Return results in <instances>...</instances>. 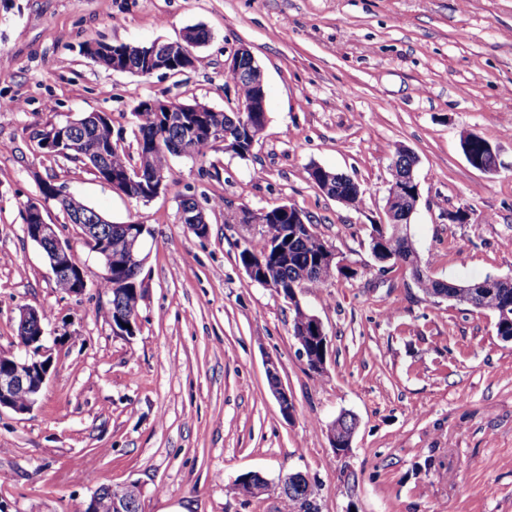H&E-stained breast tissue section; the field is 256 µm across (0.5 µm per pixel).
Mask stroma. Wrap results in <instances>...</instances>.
<instances>
[{"instance_id":"1","label":"stroma","mask_w":512,"mask_h":512,"mask_svg":"<svg viewBox=\"0 0 512 512\" xmlns=\"http://www.w3.org/2000/svg\"><path fill=\"white\" fill-rule=\"evenodd\" d=\"M205 27L195 64L172 75L115 72L93 42L147 44ZM247 46L264 73L268 124L250 157L216 144L173 155L144 202L78 162L46 159L32 136L91 112L134 148L138 101L165 96L231 111L225 65ZM0 354H18L22 308L49 311L54 362L26 414L0 411V506L83 512L103 484H138L142 512H280L277 493L245 498L238 476L293 470L320 512H512V343L490 313L426 296L413 275L462 283L512 276V0H0ZM499 149L472 168L461 137ZM418 159L410 224L417 266L378 274L369 248L385 218L397 147ZM345 174L364 191L341 204L308 176ZM51 180L115 224L147 225L133 335L113 333L101 260L78 255L88 287L62 292L26 238L24 207ZM193 198L208 222L180 220ZM295 204L353 270L299 299L323 322L312 372L288 299L253 282L239 253L259 224L241 209ZM467 214L463 224L451 212ZM275 361L293 405L267 381ZM355 417L351 447L328 428ZM470 140L481 142V151L477 153L472 151L469 145L461 144L462 151L468 163L473 168L484 173H492L497 171L500 165L497 147L493 146L490 142L477 135H472Z\"/></svg>"}]
</instances>
